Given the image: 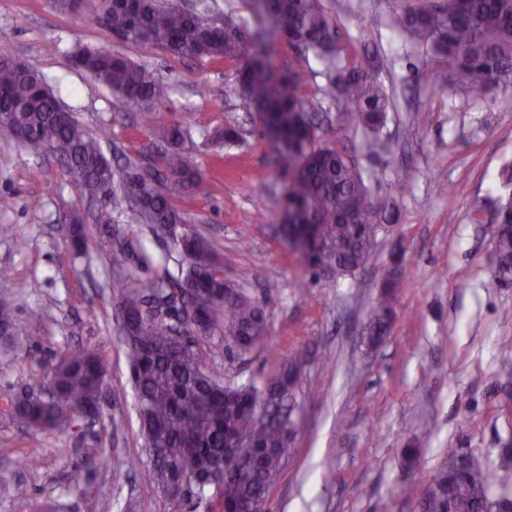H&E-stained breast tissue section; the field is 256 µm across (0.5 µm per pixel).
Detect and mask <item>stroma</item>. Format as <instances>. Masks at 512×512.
Returning a JSON list of instances; mask_svg holds the SVG:
<instances>
[{"instance_id":"1","label":"stroma","mask_w":512,"mask_h":512,"mask_svg":"<svg viewBox=\"0 0 512 512\" xmlns=\"http://www.w3.org/2000/svg\"><path fill=\"white\" fill-rule=\"evenodd\" d=\"M431 2L325 0L343 56L371 60L373 74L396 98L387 124L390 150L371 155L354 115L324 97L328 80L315 76L308 94L323 116L320 136L353 156L376 195L401 214L377 236L361 269L335 277L311 275L276 233L287 176L234 90V63L119 40L99 21V0H82L73 13L54 0H0V30L10 34L14 55L86 127L101 132L113 164L159 167L161 130L174 122L190 129L203 181L171 201L219 253L225 278L268 308L264 339L248 355H214L220 336L197 337L206 369L226 383H259L296 352L307 355L296 391V451L275 480L269 512H417L415 500L398 493L403 478L423 487L454 452L494 468L512 440V376L501 369L502 357L512 355V284L488 287L493 227L470 219L475 206L504 191L494 178L512 161V90L479 102L449 90L446 59L411 45L395 23L404 8ZM78 45L121 53L169 86L152 122L73 65ZM429 71L437 82L422 80ZM229 122L242 128L244 147L211 143L210 134ZM452 184L464 185L465 193H449ZM0 196L13 202L0 211V225L11 227L10 236H0V296L13 304L19 342L0 349V395L49 376L74 349L96 347L112 359L102 416L88 429L33 433L0 409V512H37L54 501L67 512H98L104 499L112 512H138L145 499L158 502L160 512H210L206 500L163 499L136 472L147 456L120 329L121 298L109 284L116 276H156L140 260L141 252L161 253L145 225L126 207L115 208L127 232L125 252L110 257L93 234L88 256L74 258L62 226L83 209L78 189L54 148L27 151L6 132H0ZM398 267L406 277L395 323L378 348H368L363 327L382 281ZM409 447L418 456L408 472ZM101 448L107 463L85 469L86 457ZM32 451L44 458L36 471L20 464ZM19 484L26 497L16 496Z\"/></svg>"}]
</instances>
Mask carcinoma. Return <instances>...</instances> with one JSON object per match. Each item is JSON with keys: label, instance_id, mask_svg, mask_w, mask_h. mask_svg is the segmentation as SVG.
I'll use <instances>...</instances> for the list:
<instances>
[{"label": "carcinoma", "instance_id": "1", "mask_svg": "<svg viewBox=\"0 0 512 512\" xmlns=\"http://www.w3.org/2000/svg\"><path fill=\"white\" fill-rule=\"evenodd\" d=\"M270 20L272 34L312 55L326 76L342 73L339 99L369 133L371 150L391 104L382 85L359 64L341 66L337 33L323 0H256ZM99 17L119 38L185 58L240 60L247 52L242 31L231 20L219 25L204 14L187 13L161 0H108ZM400 27L408 39L448 58L449 83L473 101L495 88L512 86V0H445L404 14ZM83 72L108 85L141 110L149 122L169 94L153 71L119 53L81 47L73 52ZM11 37L0 32V128L33 149L51 145L83 199L102 205L94 223L108 240L126 243L124 228L114 223L107 202L140 216L153 236L180 255L177 271L163 266L152 282L119 278L112 288L122 297L121 331L130 348V375L138 414L147 425L153 456L139 476L158 486L190 481L187 497L200 501L221 474L216 512H243L252 501H268L277 473L294 454L297 431L292 418L295 390L306 354L299 353L261 384H224L207 372L194 337L204 327L224 337V352L244 356L263 339L264 302L221 276L219 256L201 235L186 234V219L170 201L202 181L187 132L178 123L165 127L162 167L144 174L131 162L114 167L101 151L99 137L66 110L34 69L11 64ZM305 75L275 71L257 61L237 69L236 90L245 103L266 113L263 134L288 168L282 224L278 233L310 271L329 269L350 276L368 260L379 231L398 220L393 206L379 201L357 162L318 138L306 104ZM496 217L495 266L491 286L512 281V194L491 199ZM71 245H86L84 226L68 228ZM401 275L387 278L371 309L366 333L380 344L394 321L393 301ZM198 324L184 336L170 330L186 307ZM12 305L0 297V343L14 344ZM107 354L95 347L63 356L50 377L34 378L21 395L5 399L9 412L31 430L75 428L87 412H102V382ZM275 405L277 424L259 425L261 402ZM512 490V448L500 453L498 467L486 470L451 459L436 469L417 499L418 512H489L488 492Z\"/></svg>", "mask_w": 512, "mask_h": 512}]
</instances>
